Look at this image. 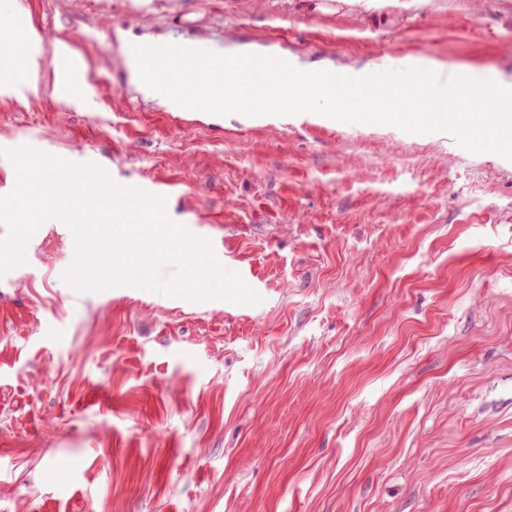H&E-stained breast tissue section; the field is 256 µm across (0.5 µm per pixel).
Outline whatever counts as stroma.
<instances>
[{"label":"stroma","mask_w":512,"mask_h":512,"mask_svg":"<svg viewBox=\"0 0 512 512\" xmlns=\"http://www.w3.org/2000/svg\"><path fill=\"white\" fill-rule=\"evenodd\" d=\"M6 149L167 184L261 303L78 292L66 225L0 275V512H512V160L445 132L173 112L128 46L512 83V0H8ZM82 61L54 92L55 43ZM76 472L50 481L71 461ZM37 60L26 44H21L20 50L6 59L0 60V76L4 70L35 74ZM55 57H68L71 59L73 65L70 69H58L55 82V93L68 96L71 98L77 97V92L80 84L83 81V65L81 62L71 54L69 48L64 44H57L55 46Z\"/></svg>","instance_id":"obj_1"}]
</instances>
